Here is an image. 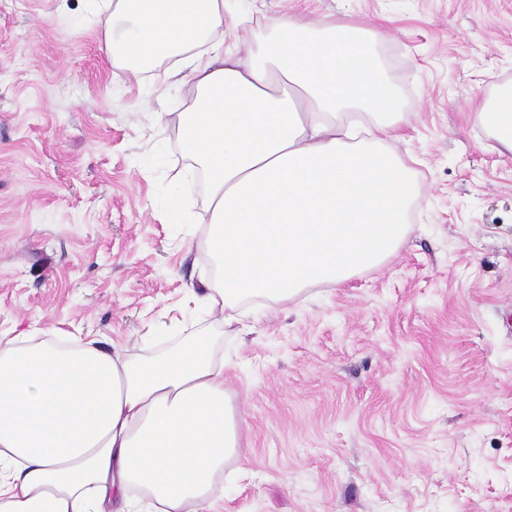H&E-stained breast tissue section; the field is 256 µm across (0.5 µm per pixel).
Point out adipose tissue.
Here are the masks:
<instances>
[{
	"mask_svg": "<svg viewBox=\"0 0 512 512\" xmlns=\"http://www.w3.org/2000/svg\"><path fill=\"white\" fill-rule=\"evenodd\" d=\"M106 52L133 78L182 61L197 95L183 146L208 176L218 271L199 298L225 325L396 253L413 200L387 146L404 115L348 25L269 18L241 56L224 0H113ZM239 433L215 336L149 357L95 343L0 345V512H210Z\"/></svg>",
	"mask_w": 512,
	"mask_h": 512,
	"instance_id": "ef3b65f1",
	"label": "adipose tissue"
}]
</instances>
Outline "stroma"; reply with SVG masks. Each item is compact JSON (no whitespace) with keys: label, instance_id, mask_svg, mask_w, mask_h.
Masks as SVG:
<instances>
[{"label":"stroma","instance_id":"obj_1","mask_svg":"<svg viewBox=\"0 0 512 512\" xmlns=\"http://www.w3.org/2000/svg\"><path fill=\"white\" fill-rule=\"evenodd\" d=\"M282 14L358 25L378 59L415 180L400 250L243 326L193 308L195 90L127 78L93 0H0V340L221 337L240 452L216 512H512V153L481 119L512 90V0H224L225 46Z\"/></svg>","mask_w":512,"mask_h":512}]
</instances>
